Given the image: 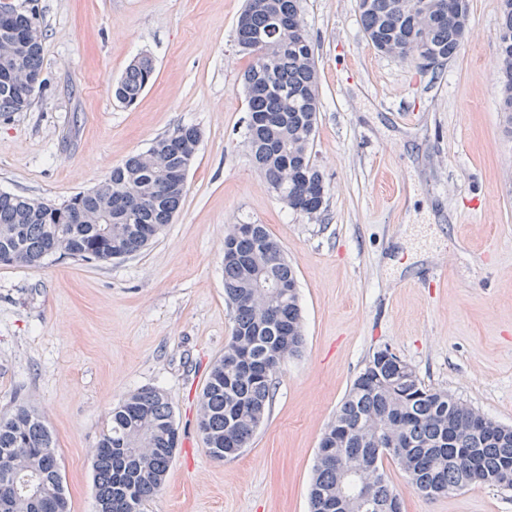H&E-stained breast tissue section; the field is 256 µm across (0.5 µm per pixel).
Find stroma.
<instances>
[{"label": "stroma", "instance_id": "obj_1", "mask_svg": "<svg viewBox=\"0 0 512 512\" xmlns=\"http://www.w3.org/2000/svg\"><path fill=\"white\" fill-rule=\"evenodd\" d=\"M36 10L43 85L0 116V191L61 203L176 126L202 138L160 238L123 260L0 265V415L26 403L56 441L71 512H97L91 453L114 406L162 390L181 445L142 512H309L320 438L368 357L390 348L425 385L512 426V136L494 65L501 0H469L458 54L424 70L377 51L356 0H301L322 107L317 216L254 167L235 42L246 0H11ZM135 105L112 88L142 55ZM262 224L297 271L305 345L276 373L267 420L229 461L207 452L198 399L231 336L224 235ZM416 261L389 264L396 251ZM403 512H512V489L415 492Z\"/></svg>", "mask_w": 512, "mask_h": 512}]
</instances>
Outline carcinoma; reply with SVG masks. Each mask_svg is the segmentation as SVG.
<instances>
[{
    "instance_id": "obj_1",
    "label": "carcinoma",
    "mask_w": 512,
    "mask_h": 512,
    "mask_svg": "<svg viewBox=\"0 0 512 512\" xmlns=\"http://www.w3.org/2000/svg\"><path fill=\"white\" fill-rule=\"evenodd\" d=\"M499 73L512 134V0H502ZM366 37L380 52L407 58L425 47L447 62L458 53L469 0H357ZM239 51L253 57L242 83L245 138L270 189L288 207L316 215L326 185L311 159L318 93L315 47L299 0H247L236 24ZM0 69L41 72L42 29L33 12L0 5ZM147 56L113 89L130 106L153 81ZM23 86L0 75V113L16 111ZM200 130L180 125L104 179L55 205L0 192V265L38 267L50 257L107 262L135 255L172 223L186 192ZM224 296L234 324L224 355L199 398L198 429L216 460L238 457L267 419L274 375L304 346L297 277L262 224H235L224 236ZM179 447L166 395L143 388L112 408L93 448L98 512H140L156 495ZM391 458L425 496L478 481L512 488V427L454 395L426 386L404 360L375 351L353 380L319 443L310 512H402L382 460ZM0 512H70L53 435L26 405L0 416Z\"/></svg>"
}]
</instances>
